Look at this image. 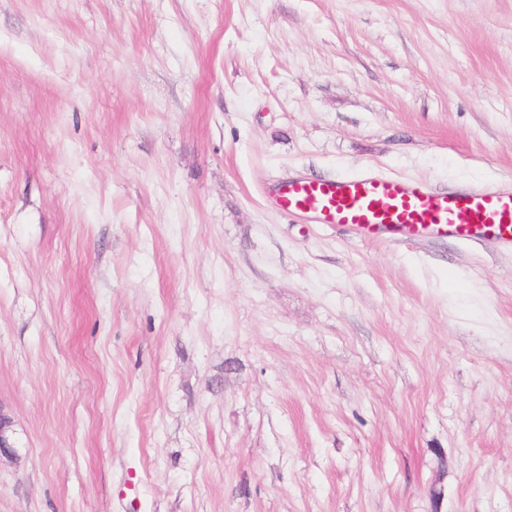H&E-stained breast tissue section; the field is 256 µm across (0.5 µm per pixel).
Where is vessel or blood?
I'll return each mask as SVG.
<instances>
[{
    "label": "vessel or blood",
    "mask_w": 512,
    "mask_h": 512,
    "mask_svg": "<svg viewBox=\"0 0 512 512\" xmlns=\"http://www.w3.org/2000/svg\"><path fill=\"white\" fill-rule=\"evenodd\" d=\"M283 212L309 224L347 226L365 239L452 237L512 245V181L456 191L362 172L336 179L281 177L266 187Z\"/></svg>",
    "instance_id": "1"
}]
</instances>
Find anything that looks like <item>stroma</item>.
Here are the masks:
<instances>
[{
  "mask_svg": "<svg viewBox=\"0 0 512 512\" xmlns=\"http://www.w3.org/2000/svg\"><path fill=\"white\" fill-rule=\"evenodd\" d=\"M364 170L512 180V0H0V512H512V248ZM283 212L309 224L348 226L364 239L383 232L415 241L452 237L512 245V181L456 191L362 172L336 179L281 177L266 186ZM13 421L0 406V457L15 455L16 441L14 438Z\"/></svg>",
  "mask_w": 512,
  "mask_h": 512,
  "instance_id": "obj_1",
  "label": "stroma"
}]
</instances>
